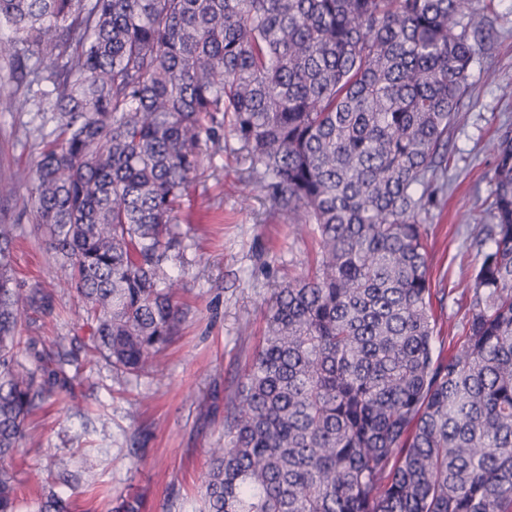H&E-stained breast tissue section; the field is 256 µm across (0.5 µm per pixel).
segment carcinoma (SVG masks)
<instances>
[{"instance_id":"obj_1","label":"carcinoma","mask_w":512,"mask_h":512,"mask_svg":"<svg viewBox=\"0 0 512 512\" xmlns=\"http://www.w3.org/2000/svg\"><path fill=\"white\" fill-rule=\"evenodd\" d=\"M471 0H0V56L47 81L30 184L84 350L161 370L184 314L175 204L224 128L270 206L316 226L315 266L268 329L210 449L201 512H512V127L491 144L489 223L461 336L434 353L425 216L482 42ZM0 224V512L30 415L72 349L24 336L55 312L20 287ZM45 480L38 512H69Z\"/></svg>"}]
</instances>
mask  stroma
I'll use <instances>...</instances> for the list:
<instances>
[{
    "label": "stroma",
    "mask_w": 512,
    "mask_h": 512,
    "mask_svg": "<svg viewBox=\"0 0 512 512\" xmlns=\"http://www.w3.org/2000/svg\"><path fill=\"white\" fill-rule=\"evenodd\" d=\"M483 29L482 49L470 71L472 107L451 131L448 177L452 189L427 223L430 282L446 293L435 304L434 350L447 355L460 335L470 296L464 288L479 255L472 244L486 223L494 158L489 141L512 125V0H472ZM24 79L0 57V177H17L11 196L0 197V222L16 227L13 266L22 286L42 283L56 298L53 317L37 319L29 334L47 344L88 342L87 322L73 288L59 283L40 240L29 185L20 181L39 155L41 118ZM251 167L239 148L204 158L201 170L174 211L183 255L171 261L185 292V318L164 351V371L131 376L106 362L67 366L72 390L45 404L28 421L14 470L17 512H38L36 491L58 460L71 469L91 458L94 467L77 485L58 486L71 512H115L124 499L139 512H199L200 486L211 449L224 444L225 405L261 345L273 290L300 274L317 250L312 233H297L286 215L270 212L263 195H250Z\"/></svg>",
    "instance_id": "1"
}]
</instances>
